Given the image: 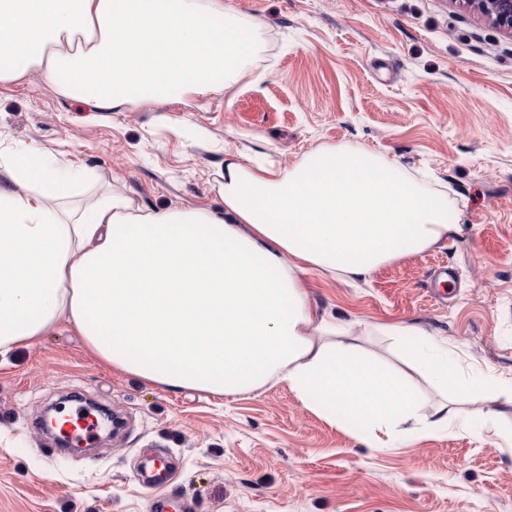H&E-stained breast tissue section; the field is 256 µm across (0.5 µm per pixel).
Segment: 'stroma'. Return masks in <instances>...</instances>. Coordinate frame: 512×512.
Segmentation results:
<instances>
[{"label":"stroma","mask_w":512,"mask_h":512,"mask_svg":"<svg viewBox=\"0 0 512 512\" xmlns=\"http://www.w3.org/2000/svg\"><path fill=\"white\" fill-rule=\"evenodd\" d=\"M259 21L246 76L204 98L92 112L38 78L0 84V155L35 146L146 208L220 206L224 162L288 170L314 149L383 155L446 192L459 231L368 279H302L314 320H336L375 361L403 368L425 411L441 397L382 329L447 341L464 376L496 380L482 432L447 427L366 447L287 383L236 397L168 392L100 361L61 330L0 366V512H512V38L451 0H229ZM454 282L431 295V273ZM125 426L93 454L38 428L66 395ZM174 481L146 482L157 450Z\"/></svg>","instance_id":"35a3bbf8"}]
</instances>
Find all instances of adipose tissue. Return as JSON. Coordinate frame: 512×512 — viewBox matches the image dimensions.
Segmentation results:
<instances>
[{
  "label": "adipose tissue",
  "mask_w": 512,
  "mask_h": 512,
  "mask_svg": "<svg viewBox=\"0 0 512 512\" xmlns=\"http://www.w3.org/2000/svg\"><path fill=\"white\" fill-rule=\"evenodd\" d=\"M254 24L224 0H0V84L36 74L96 112L206 96L243 77ZM222 204L145 209L44 148L0 160V365L72 327L112 369L165 390L220 396L288 383L371 448L436 430L446 406L314 321L300 275L356 281L457 233L445 193L364 149H316L288 171L224 163ZM440 392L484 399L448 348L386 327Z\"/></svg>",
  "instance_id": "1"
}]
</instances>
